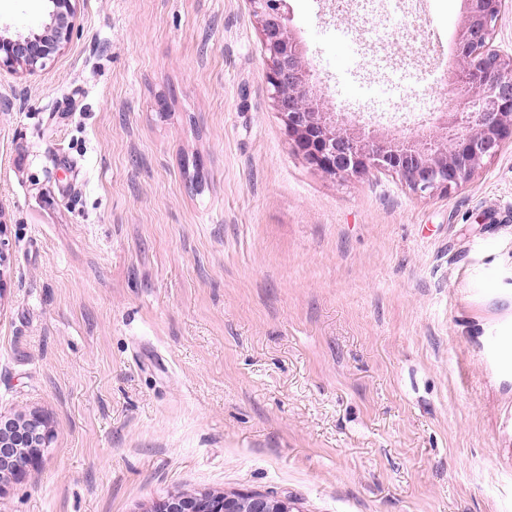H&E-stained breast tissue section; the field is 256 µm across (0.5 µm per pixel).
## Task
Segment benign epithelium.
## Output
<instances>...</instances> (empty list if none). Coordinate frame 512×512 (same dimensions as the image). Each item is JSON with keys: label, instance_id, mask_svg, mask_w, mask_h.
Segmentation results:
<instances>
[{"label": "benign epithelium", "instance_id": "7a95c632", "mask_svg": "<svg viewBox=\"0 0 512 512\" xmlns=\"http://www.w3.org/2000/svg\"><path fill=\"white\" fill-rule=\"evenodd\" d=\"M47 22L37 31L0 30V72L31 74L64 52L79 34L78 0H46ZM507 0H465L466 20L455 41V64L472 89L446 135L413 140L367 137L324 109L302 49L287 26L286 0H248L261 33L272 106L293 150L329 179L385 170L415 195H446L468 182L512 143V56L493 48ZM54 433L37 409L0 415V493L37 468ZM152 512H294L286 497L252 492L169 495Z\"/></svg>", "mask_w": 512, "mask_h": 512}]
</instances>
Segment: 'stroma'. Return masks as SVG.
<instances>
[{"label":"stroma","mask_w":512,"mask_h":512,"mask_svg":"<svg viewBox=\"0 0 512 512\" xmlns=\"http://www.w3.org/2000/svg\"><path fill=\"white\" fill-rule=\"evenodd\" d=\"M326 102L438 132L463 0H287ZM0 73V414L53 442L0 512H151L170 494L300 512H512V143L461 188L331 180L291 148L247 0H79ZM47 20L0 0V28ZM395 85L386 108L357 97ZM431 109L420 112V97ZM78 1L46 0L48 20L38 31L11 35L0 29V72L31 74L64 52L79 34ZM152 512H293L286 497L252 492L168 495L158 499Z\"/></svg>","instance_id":"35a3bbf8"}]
</instances>
